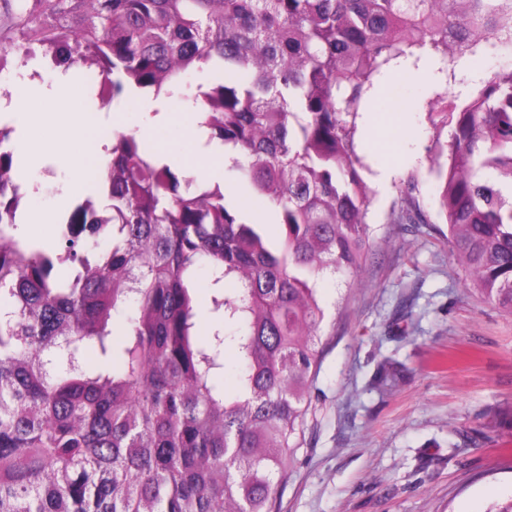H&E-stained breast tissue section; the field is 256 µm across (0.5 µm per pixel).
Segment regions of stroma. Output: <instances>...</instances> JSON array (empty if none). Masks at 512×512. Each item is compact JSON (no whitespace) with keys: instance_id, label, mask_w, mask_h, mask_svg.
Wrapping results in <instances>:
<instances>
[{"instance_id":"35a3bbf8","label":"stroma","mask_w":512,"mask_h":512,"mask_svg":"<svg viewBox=\"0 0 512 512\" xmlns=\"http://www.w3.org/2000/svg\"><path fill=\"white\" fill-rule=\"evenodd\" d=\"M509 64L511 57L491 53L480 69L426 82L397 67L371 92L356 139L371 189L370 249L356 277L318 283L326 307L320 365L301 447L277 482L272 512H487L512 497V441L501 438L512 427V315L465 287L448 229L432 219L428 161L431 99L465 93ZM33 69L46 88L61 73L38 60L1 76L0 87L27 96L29 111H50L48 100L28 95ZM205 79L186 76L182 95L166 102V122L147 139L160 156L218 153L205 135H184L188 97ZM14 162L32 185L27 207L66 218L78 203L66 195L70 168L19 155ZM412 172L426 224L391 213ZM218 182L246 221L274 222L233 161Z\"/></svg>"}]
</instances>
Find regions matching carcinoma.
I'll return each instance as SVG.
<instances>
[{"label":"carcinoma","mask_w":512,"mask_h":512,"mask_svg":"<svg viewBox=\"0 0 512 512\" xmlns=\"http://www.w3.org/2000/svg\"><path fill=\"white\" fill-rule=\"evenodd\" d=\"M416 50L450 80L488 50L512 56V0H0V74L87 63L106 107L212 72L193 98L208 143L239 155L277 226L242 221L223 187L114 132L106 204L75 207L48 252L17 234L0 126V512H266L320 363L317 282L358 274L369 246L360 109ZM428 119L451 256L512 315V65ZM416 189L408 176L401 217L422 224ZM203 268L217 320L204 341Z\"/></svg>","instance_id":"1"}]
</instances>
